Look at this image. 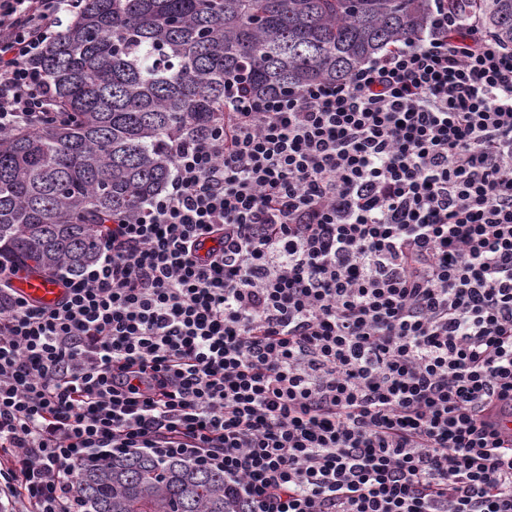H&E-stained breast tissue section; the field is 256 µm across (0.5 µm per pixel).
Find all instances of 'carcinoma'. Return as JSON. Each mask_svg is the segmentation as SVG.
<instances>
[{"instance_id": "cac0c4a2", "label": "carcinoma", "mask_w": 512, "mask_h": 512, "mask_svg": "<svg viewBox=\"0 0 512 512\" xmlns=\"http://www.w3.org/2000/svg\"><path fill=\"white\" fill-rule=\"evenodd\" d=\"M512 44V0H470ZM431 0H81L43 50L59 120L0 135V261L77 271L97 226L164 190L178 136L254 93L341 82L420 34ZM83 512H231L224 475L137 454L82 468Z\"/></svg>"}]
</instances>
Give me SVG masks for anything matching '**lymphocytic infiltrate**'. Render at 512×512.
<instances>
[{"label": "lymphocytic infiltrate", "instance_id": "1", "mask_svg": "<svg viewBox=\"0 0 512 512\" xmlns=\"http://www.w3.org/2000/svg\"><path fill=\"white\" fill-rule=\"evenodd\" d=\"M432 2L344 82L228 84L55 304L0 265V512H81L135 453L240 512H512V46ZM76 9L0 0L1 135L52 120Z\"/></svg>", "mask_w": 512, "mask_h": 512}]
</instances>
